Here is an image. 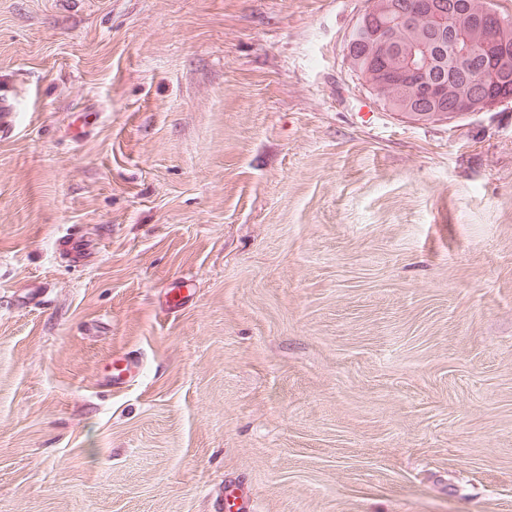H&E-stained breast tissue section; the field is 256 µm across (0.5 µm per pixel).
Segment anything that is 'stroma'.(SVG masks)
<instances>
[{"instance_id": "obj_1", "label": "stroma", "mask_w": 512, "mask_h": 512, "mask_svg": "<svg viewBox=\"0 0 512 512\" xmlns=\"http://www.w3.org/2000/svg\"><path fill=\"white\" fill-rule=\"evenodd\" d=\"M364 8L0 0V512H512V104L383 110ZM141 374V360L132 356L112 359L99 383L110 389H120L133 382ZM219 512H245L244 491L236 484L229 483L224 486V494L217 505Z\"/></svg>"}]
</instances>
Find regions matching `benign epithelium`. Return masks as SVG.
<instances>
[{
	"label": "benign epithelium",
	"mask_w": 512,
	"mask_h": 512,
	"mask_svg": "<svg viewBox=\"0 0 512 512\" xmlns=\"http://www.w3.org/2000/svg\"><path fill=\"white\" fill-rule=\"evenodd\" d=\"M460 6L456 0H424L414 10H405L394 0H367L364 12L359 17L352 35L348 39L346 52L357 46H365L379 54L381 60L393 64L394 74L413 81L420 86L422 94L431 100L440 98L444 86L428 79L433 64L429 42L422 36L421 26L442 29L448 25V16ZM499 15L492 7L486 8L479 20L472 22L473 35L469 46L477 52L487 49L491 29ZM418 35L412 53L404 56L397 53L398 33ZM497 80L493 70L478 71L470 78L471 92L468 98L457 102L454 111L469 114L483 112L497 106V101L485 98L482 87Z\"/></svg>",
	"instance_id": "benign-epithelium-1"
}]
</instances>
